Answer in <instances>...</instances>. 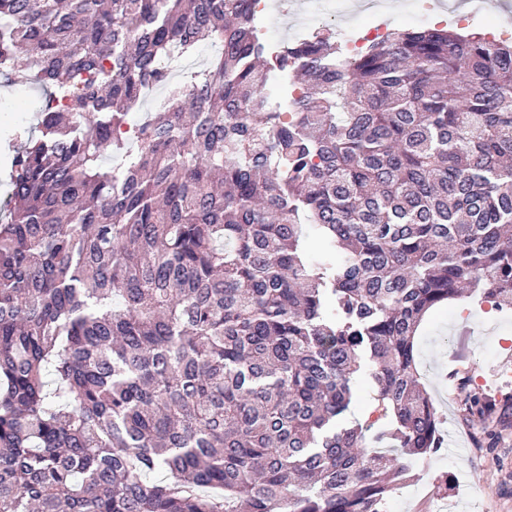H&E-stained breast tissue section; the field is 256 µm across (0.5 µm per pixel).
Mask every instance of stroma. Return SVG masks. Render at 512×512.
I'll use <instances>...</instances> for the list:
<instances>
[{
	"mask_svg": "<svg viewBox=\"0 0 512 512\" xmlns=\"http://www.w3.org/2000/svg\"><path fill=\"white\" fill-rule=\"evenodd\" d=\"M25 100L18 120L0 121V197L11 167L16 132L37 122L44 97L37 85L0 86V111ZM417 368L443 420L451 442L431 456L412 460V478L397 487L388 512H469L468 501L479 500L484 512H512V431L497 448H475L473 436L482 420L463 416L456 404L453 373L468 376L477 390L499 395L512 392V310L489 304L454 302L444 316L427 318L416 338Z\"/></svg>",
	"mask_w": 512,
	"mask_h": 512,
	"instance_id": "stroma-1",
	"label": "stroma"
}]
</instances>
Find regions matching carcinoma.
I'll use <instances>...</instances> for the list:
<instances>
[{
	"mask_svg": "<svg viewBox=\"0 0 512 512\" xmlns=\"http://www.w3.org/2000/svg\"><path fill=\"white\" fill-rule=\"evenodd\" d=\"M257 6L0 0V71L46 92L0 214V512H387L443 448L414 337L512 307V38L273 50ZM459 388L496 447L512 394Z\"/></svg>",
	"mask_w": 512,
	"mask_h": 512,
	"instance_id": "carcinoma-1",
	"label": "carcinoma"
}]
</instances>
